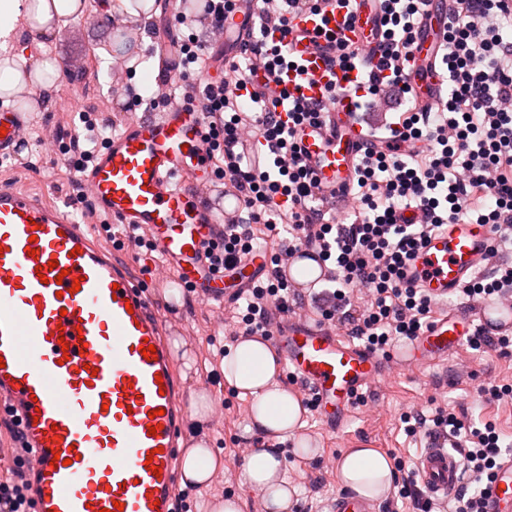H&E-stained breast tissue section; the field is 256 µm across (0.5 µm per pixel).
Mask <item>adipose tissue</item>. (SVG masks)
Segmentation results:
<instances>
[{
	"mask_svg": "<svg viewBox=\"0 0 512 512\" xmlns=\"http://www.w3.org/2000/svg\"><path fill=\"white\" fill-rule=\"evenodd\" d=\"M84 5L85 0H38L31 15L26 0H0V101L9 102L31 86L52 91L57 67L49 47L61 31L60 19L80 16ZM220 370L225 384L248 399L251 429L264 436H278L281 442L295 436L303 409L280 383V361L267 342L239 339L225 354ZM223 465L207 441L197 436L183 457V478L203 486ZM338 474L345 488L378 501L389 494L394 482L387 456L371 448L349 449L339 462ZM245 476L260 496L264 512H290L294 489L285 475L284 449H254Z\"/></svg>",
	"mask_w": 512,
	"mask_h": 512,
	"instance_id": "ef3b65f1",
	"label": "adipose tissue"
}]
</instances>
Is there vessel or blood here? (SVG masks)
<instances>
[{"label": "vessel or blood", "instance_id": "obj_1", "mask_svg": "<svg viewBox=\"0 0 512 512\" xmlns=\"http://www.w3.org/2000/svg\"><path fill=\"white\" fill-rule=\"evenodd\" d=\"M256 0H233L224 21L225 77L257 22ZM380 0H351L326 13L288 18L290 65L268 91L321 104L319 125L296 128L302 155L322 187L349 188L371 133L359 119L358 70L334 63L323 38L334 33L364 53L382 35ZM445 14L422 21L409 79L418 101L434 104L444 81L434 64L444 42ZM0 161L27 147V115L0 109ZM208 120L193 105L168 108L125 123L77 171L95 212L115 236L144 228L170 271L169 287L210 305H224L269 268L266 257H243L232 272H209L205 254L222 242L225 215L240 201L224 192L207 151ZM496 237L487 224H450L432 234L405 270L406 280L434 302L454 296L484 268ZM57 261L50 270L49 261ZM294 252L281 274L309 288L323 263L298 279ZM174 306L159 303L141 280L112 259L68 203L46 204L0 185V411L31 451L23 465L34 512H183L177 456L190 406L164 340ZM484 326V311L438 316L414 340L383 356L347 340L327 323L289 314L269 330L300 403L315 401L318 418L342 427L348 411L386 365L421 366L447 358ZM156 352L144 357V344ZM424 494L457 490L463 465L449 443L428 439L414 462ZM485 512H512V455L503 457L482 489ZM376 502L346 491L328 512H376Z\"/></svg>", "mask_w": 512, "mask_h": 512}]
</instances>
